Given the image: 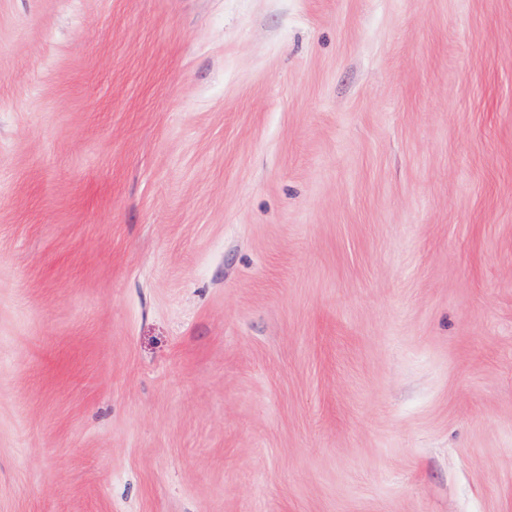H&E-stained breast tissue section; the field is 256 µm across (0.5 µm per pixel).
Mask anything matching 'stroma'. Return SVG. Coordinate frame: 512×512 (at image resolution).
<instances>
[{
	"mask_svg": "<svg viewBox=\"0 0 512 512\" xmlns=\"http://www.w3.org/2000/svg\"><path fill=\"white\" fill-rule=\"evenodd\" d=\"M0 512H512V0H0Z\"/></svg>",
	"mask_w": 512,
	"mask_h": 512,
	"instance_id": "1",
	"label": "stroma"
}]
</instances>
